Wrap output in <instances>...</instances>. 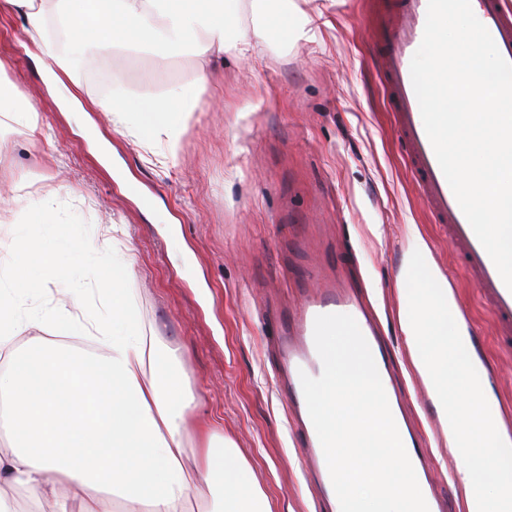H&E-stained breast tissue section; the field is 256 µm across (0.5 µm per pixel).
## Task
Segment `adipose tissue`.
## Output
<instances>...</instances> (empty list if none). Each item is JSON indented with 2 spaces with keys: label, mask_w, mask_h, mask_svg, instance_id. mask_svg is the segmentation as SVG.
Instances as JSON below:
<instances>
[{
  "label": "adipose tissue",
  "mask_w": 512,
  "mask_h": 512,
  "mask_svg": "<svg viewBox=\"0 0 512 512\" xmlns=\"http://www.w3.org/2000/svg\"><path fill=\"white\" fill-rule=\"evenodd\" d=\"M261 21L252 34L241 31L237 9L227 0H55L62 42H44L42 55L56 63L70 55L116 44L162 47L172 52L196 46L202 56L244 55L254 41L302 34L295 0H251ZM204 85L166 99L137 103L114 100L107 109L134 114L147 136L160 132L177 139L187 112L197 106ZM41 132L35 106L0 71V116ZM11 261L0 269V354L9 359L0 370V414L10 437L0 450V512H185L194 479L221 487L224 512H271L233 441L209 430L201 434L202 458L195 468L184 460L183 431L195 404L178 356L160 363L162 373L147 375L157 361L143 336L122 283L128 263L113 258L104 268L100 316L70 312L22 316L17 270L34 283L64 276L61 253L80 257L82 247L47 236L17 234L9 245ZM49 325L55 336H90L94 351L44 341L14 347L26 326ZM158 362V361H157Z\"/></svg>",
  "instance_id": "ef3b65f1"
}]
</instances>
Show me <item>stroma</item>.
<instances>
[{
  "instance_id": "35a3bbf8",
  "label": "stroma",
  "mask_w": 512,
  "mask_h": 512,
  "mask_svg": "<svg viewBox=\"0 0 512 512\" xmlns=\"http://www.w3.org/2000/svg\"><path fill=\"white\" fill-rule=\"evenodd\" d=\"M313 21L309 39L275 38L246 56L206 63L194 49L115 47L98 61L114 71L108 87L83 68L54 81L23 17L0 15V68L37 102L45 133L0 122V265L11 225L37 222L52 194L49 231L80 238L73 275L87 314L100 306L98 268L128 258L124 286L140 329L156 348L179 350L196 396L185 458L197 431L232 439L272 512H317V491L301 462V438L278 387L271 344L305 293L306 275L335 270L352 245L369 286L397 383L421 423L425 455L449 512H466L427 388L414 369L399 318L398 278L413 236L431 258L471 326L480 382L512 433V347L434 224L404 162L373 43L385 32L389 0H297ZM206 90L186 118L176 148L166 134L115 126L91 102L134 103L197 86ZM77 98L82 111L67 107Z\"/></svg>"
}]
</instances>
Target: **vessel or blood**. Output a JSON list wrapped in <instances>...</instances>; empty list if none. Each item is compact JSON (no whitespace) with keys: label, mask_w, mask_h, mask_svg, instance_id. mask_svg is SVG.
Wrapping results in <instances>:
<instances>
[{"label":"vessel or blood","mask_w":512,"mask_h":512,"mask_svg":"<svg viewBox=\"0 0 512 512\" xmlns=\"http://www.w3.org/2000/svg\"><path fill=\"white\" fill-rule=\"evenodd\" d=\"M479 20L487 27L501 55L512 61V15L503 0H478ZM428 0H400L379 47L380 70L394 123L402 141L406 163L420 195L435 223L448 232V248L461 256L464 269L493 313L503 341L512 344V290L503 283L494 263L477 239L464 216L426 135L411 76V59L424 32ZM343 313L359 318L362 310L356 294L347 287L317 288L306 300L298 318L285 330V384L289 395L302 393L301 374L316 375L321 359L314 343V321L318 315ZM360 330L374 357L381 379H389L390 367L381 341L371 323ZM299 421L304 431V455L308 466L326 494H333L325 456L310 419L306 403L300 402ZM390 409L412 465L424 469L417 452L418 439L407 422L398 398H391Z\"/></svg>","instance_id":"b4317fda"}]
</instances>
